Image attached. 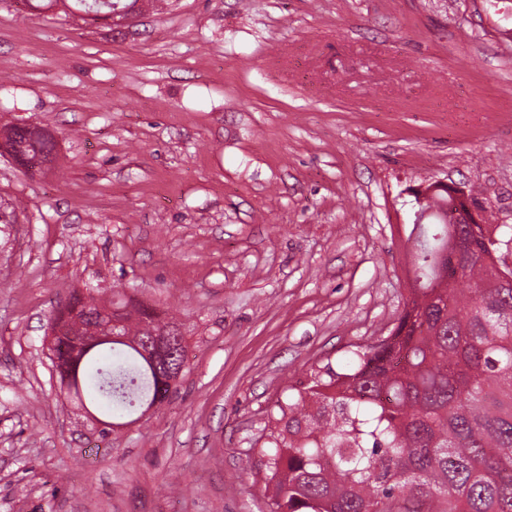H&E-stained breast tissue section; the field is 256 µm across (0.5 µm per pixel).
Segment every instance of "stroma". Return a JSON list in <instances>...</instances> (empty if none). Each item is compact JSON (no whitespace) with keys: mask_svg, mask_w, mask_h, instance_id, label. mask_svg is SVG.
Listing matches in <instances>:
<instances>
[{"mask_svg":"<svg viewBox=\"0 0 512 512\" xmlns=\"http://www.w3.org/2000/svg\"><path fill=\"white\" fill-rule=\"evenodd\" d=\"M0 512H270L265 427L354 368L410 297L404 189L448 179L512 225V0H167L91 19L0 0ZM155 306L170 397L102 432L61 396L74 292ZM5 144L19 147L26 157H35L38 153H54L55 151V143L50 137L33 140L29 130L18 125H13L6 131Z\"/></svg>","mask_w":512,"mask_h":512,"instance_id":"obj_1","label":"stroma"}]
</instances>
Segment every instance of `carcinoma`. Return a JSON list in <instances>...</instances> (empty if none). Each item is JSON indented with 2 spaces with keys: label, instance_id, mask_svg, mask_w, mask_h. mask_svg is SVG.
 <instances>
[{
  "label": "carcinoma",
  "instance_id": "obj_1",
  "mask_svg": "<svg viewBox=\"0 0 512 512\" xmlns=\"http://www.w3.org/2000/svg\"><path fill=\"white\" fill-rule=\"evenodd\" d=\"M5 143L27 157L55 151L18 125ZM424 207L409 234L414 288L391 336L354 352L350 373L311 372L281 408L284 426L270 428L259 467L271 512H512V266L501 254L512 225L468 229L461 273L450 265L443 280L431 256L454 214L440 192ZM70 305L102 302L76 292ZM113 307L126 340L91 346L67 369L92 406L123 418L168 397L140 347L171 323L147 305ZM90 325L56 313L51 352L63 358Z\"/></svg>",
  "mask_w": 512,
  "mask_h": 512
}]
</instances>
